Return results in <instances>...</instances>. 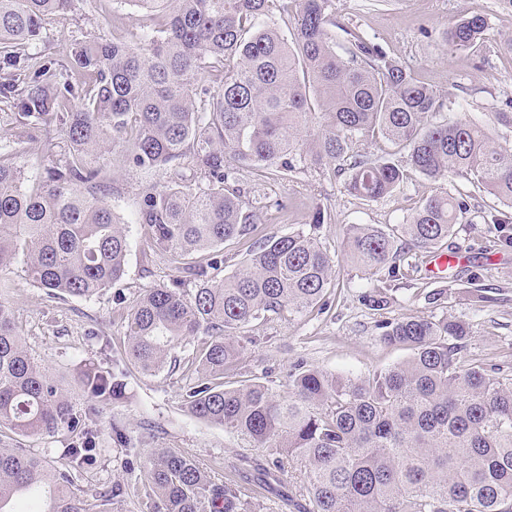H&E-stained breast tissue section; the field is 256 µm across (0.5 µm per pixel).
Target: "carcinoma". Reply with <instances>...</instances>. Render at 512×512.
<instances>
[{"label": "carcinoma", "instance_id": "carcinoma-1", "mask_svg": "<svg viewBox=\"0 0 512 512\" xmlns=\"http://www.w3.org/2000/svg\"><path fill=\"white\" fill-rule=\"evenodd\" d=\"M75 0H0V124L24 134L62 133L60 158L33 179L11 146L0 144V274L23 258L32 283L53 298L91 299L119 280L126 229L105 196L112 171L157 168L171 180L140 202L136 223L150 248L184 259L194 293L154 286L133 301L125 356L144 374L176 367L174 346L208 337L192 353L201 373L184 399L188 416L268 450L257 481L290 487L297 512H512V373L466 353L469 323L403 317L381 325L380 342L411 351L368 376L302 362L288 391L225 378L259 319L301 315L326 305L335 261L303 230L254 242L245 263L220 277L211 250L258 223L236 185L238 166L288 179L307 160L332 167L344 188L377 200L404 181L400 155L433 180L460 176L512 209V148L470 121L435 117L440 94L363 35L336 23L330 0H133L147 28L132 40L99 34L72 41L56 60L29 52L46 21ZM289 19L291 38L272 5ZM348 35L336 53L335 29ZM486 18L452 24L454 50L483 42ZM320 128L304 137L312 119ZM378 133L387 157L353 151ZM203 174L182 183L181 168ZM469 211L463 194L423 202L407 224H351L344 256L360 269L395 277L438 249ZM89 405L81 413L29 354L0 305V428L23 436H67L66 467L20 448H0V512L17 494L49 499L46 512H88L72 487L98 455L100 409L126 397V369L89 367L78 375ZM305 463L287 483L288 463ZM135 482L144 512H256L249 488L216 484L190 457L151 448Z\"/></svg>", "mask_w": 512, "mask_h": 512}]
</instances>
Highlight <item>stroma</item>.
I'll return each mask as SVG.
<instances>
[{
  "label": "stroma",
  "mask_w": 512,
  "mask_h": 512,
  "mask_svg": "<svg viewBox=\"0 0 512 512\" xmlns=\"http://www.w3.org/2000/svg\"><path fill=\"white\" fill-rule=\"evenodd\" d=\"M330 12L344 26L336 35L337 53L345 51L346 29L356 30L432 85L445 102L444 117L474 121L487 128L496 142L512 146V127L494 118L512 101V55L501 47L512 35V11L502 8L499 0H332ZM476 12L488 22L483 43L474 51L450 50L445 29ZM142 19V11L130 0H98L93 9L77 0L65 17L48 22L45 40L37 48L57 58L63 43L102 31L128 39L140 32ZM0 141L12 143L33 177L55 162L62 151L58 135L37 130L19 138L1 126ZM169 176L163 168L149 173L116 172L108 202L126 226L130 248L124 277L102 295L90 300L50 298L29 281L20 260L7 273L10 287L0 288V304L11 310L29 352L68 390L77 409L86 406L78 372L89 365L108 367L121 358L127 316L136 296L143 289L170 286L180 278L178 259L153 254L143 228L135 222L145 191L166 184ZM238 177L258 222L250 234L225 242L223 274L237 270L251 245L263 236L311 228L312 215L318 209L324 212V222L315 230L316 236L334 257L336 273L323 310L289 321L259 320L248 328L253 342L238 359L236 379L256 378L280 393L287 390L288 373L299 362L355 376L391 367L407 360L410 352L380 343V326L409 316H454L468 322L467 354L512 371L511 209L506 212L507 223L490 230L492 196L464 178L434 181L412 169L407 170L399 188L374 201L349 194L329 167L309 162L285 181H261L247 169L240 170ZM456 191L468 195L471 210L467 222L456 225L447 242L461 253L462 260L449 268L446 278L437 279L427 272L429 258L425 255L404 268L397 279L384 272L364 273L344 260L343 233L348 225L402 224L430 196ZM475 284L490 289L494 298L490 306L473 301L470 289ZM377 289L385 293L386 306L364 302V294ZM437 290L443 293L441 300L429 303L427 293ZM203 343V337L194 336L177 345L175 353L181 364L174 371L146 375L129 368L128 398L101 410L98 459L77 480V494L100 506L104 492L114 483L127 481V451L112 439L110 425L114 422L121 423L133 443L141 447L171 448L189 455L219 484L230 476L226 468L229 459L265 456V449L250 447L222 426L184 413L183 397L199 377L189 356ZM65 445L60 434L26 437L0 429L1 448L23 449L56 467L65 464L61 456Z\"/></svg>",
  "instance_id": "35a3bbf8"
}]
</instances>
